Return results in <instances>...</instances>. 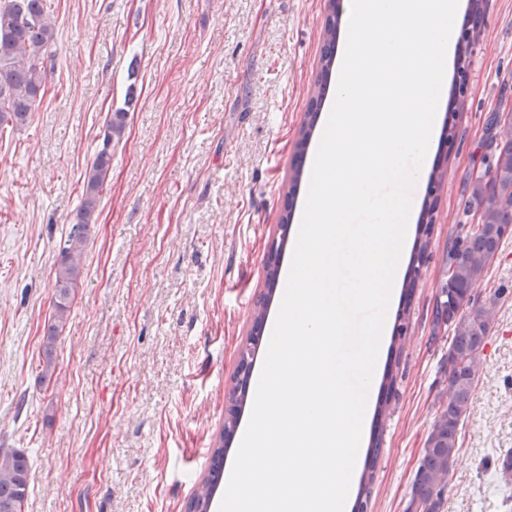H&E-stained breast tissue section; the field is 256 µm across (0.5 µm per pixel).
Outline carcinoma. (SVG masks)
<instances>
[{
  "mask_svg": "<svg viewBox=\"0 0 512 512\" xmlns=\"http://www.w3.org/2000/svg\"><path fill=\"white\" fill-rule=\"evenodd\" d=\"M337 0H329L330 13L324 24V48L320 57L321 73L328 77L335 60L336 31L341 22ZM473 26L461 31L459 43L469 50L481 38L480 19L487 0H469ZM55 22L47 0H0V129L27 121L29 112L40 103L46 87L45 57L54 41ZM455 100L458 110L469 106L468 78L465 66L457 68ZM128 111L118 109L105 124L102 146L86 172L82 200L60 252L55 269L53 315L44 336L46 367L54 361L56 341L65 329L75 288L80 277V256L87 241L99 198L112 168V144L120 142L126 127ZM486 140L477 147L486 163L490 177L467 179L465 206L477 216L476 227L455 238L448 251L446 264L452 276L442 283L435 296L433 325L437 333L452 332L448 354L442 362L444 379L448 382L447 401L439 406L424 441L419 465L412 480L407 512L420 506L426 512H441L448 488V475L458 451L463 427L480 366L481 353L494 324L495 302L480 303L475 292L486 277L491 260L501 245L512 238V120L492 113L486 123ZM444 172L434 169L429 186L434 195L422 203V221L434 223L435 193L443 186ZM429 240L416 241L410 258V272L419 278L428 260ZM278 269L266 267V293L257 301L253 320L264 321L269 302L278 290ZM258 339L251 335L239 350V361L230 392L232 407L224 417V426L211 449L207 476L197 485L190 499L196 512H209V504L224 481L225 444L236 432L238 413L250 397L251 370ZM379 430H374L367 455L369 464L362 474L353 512H364L374 467L380 450ZM501 479L512 484V449L498 457ZM29 489V463L20 452L0 451V512H23Z\"/></svg>",
  "mask_w": 512,
  "mask_h": 512,
  "instance_id": "obj_1",
  "label": "carcinoma"
}]
</instances>
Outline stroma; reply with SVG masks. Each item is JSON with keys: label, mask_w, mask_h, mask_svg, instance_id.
Instances as JSON below:
<instances>
[{"label": "stroma", "mask_w": 512, "mask_h": 512, "mask_svg": "<svg viewBox=\"0 0 512 512\" xmlns=\"http://www.w3.org/2000/svg\"><path fill=\"white\" fill-rule=\"evenodd\" d=\"M328 0H51L46 93L0 134V449L24 451V512H185L224 423L237 352L264 290L268 242L319 76ZM429 260L410 298L391 417L366 512H406L447 342L431 343L443 259L475 222L462 191L485 119L512 104V0H488ZM133 104H126L127 92ZM125 134L85 244L56 369L42 380L54 272L107 117ZM476 297L496 299L443 512H512V239Z\"/></svg>", "instance_id": "stroma-1"}]
</instances>
